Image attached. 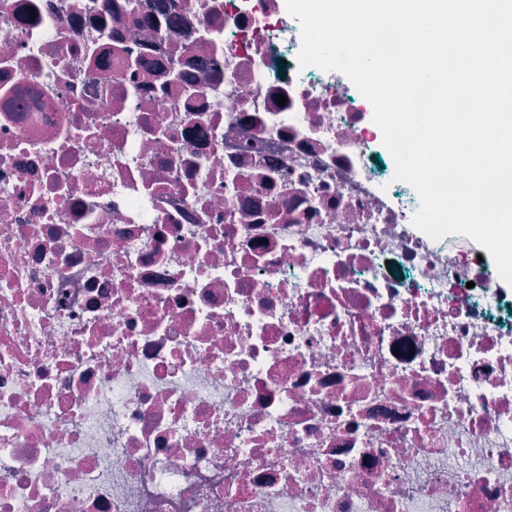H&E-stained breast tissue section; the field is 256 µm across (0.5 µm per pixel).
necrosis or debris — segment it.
<instances>
[{
  "instance_id": "4bbe7bcc",
  "label": "necrosis or debris",
  "mask_w": 512,
  "mask_h": 512,
  "mask_svg": "<svg viewBox=\"0 0 512 512\" xmlns=\"http://www.w3.org/2000/svg\"><path fill=\"white\" fill-rule=\"evenodd\" d=\"M189 5L0 0V512H512V298L279 0ZM154 1L165 2L164 8L155 9L154 7L152 11L143 13L141 10V1L139 0H126V3L122 5H115V8L119 10H126L129 13L134 14L141 22L154 29H159L162 26L185 20V14L188 13V4L186 3L188 0ZM333 77L336 86H338L339 89L347 94L348 98L354 102L357 108L363 110L366 113V120L372 128L371 130H373L375 134L372 150L377 160V164L381 167H385L386 165L391 166L393 164L392 156L390 152L383 146L382 138L375 132L374 125L372 123L373 115L370 111H368L370 109L368 101L360 94L354 84L344 74L336 71L333 73ZM379 159H382V162H379ZM447 243L448 254L450 255L453 261H455V259H458L455 252V248H457V246L465 247V250L467 251L465 257L466 255H468L469 259L472 257L478 259L477 255H482L483 263L492 272V288H498L502 293L507 294L509 296L512 295V285L506 283L505 281L499 280L496 277V264L492 257L490 256L489 252L485 248L479 246L472 239L460 235H448Z\"/></svg>"
}]
</instances>
